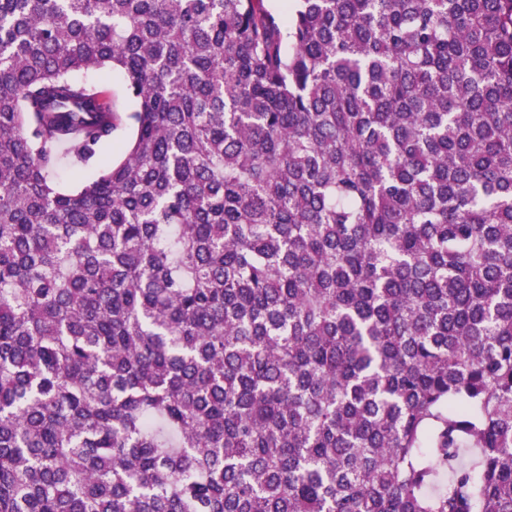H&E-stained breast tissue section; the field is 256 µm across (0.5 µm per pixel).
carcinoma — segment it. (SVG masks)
Segmentation results:
<instances>
[{
	"label": "carcinoma",
	"mask_w": 512,
	"mask_h": 512,
	"mask_svg": "<svg viewBox=\"0 0 512 512\" xmlns=\"http://www.w3.org/2000/svg\"><path fill=\"white\" fill-rule=\"evenodd\" d=\"M0 512H512V0H0ZM79 76L112 92V100L117 112L123 114L132 110L133 105L124 95L122 77L118 72L98 70L81 73ZM99 173L98 165L86 168L71 165L67 158H64L55 173L56 182L65 189H75L84 181L96 177Z\"/></svg>",
	"instance_id": "cac0c4a2"
}]
</instances>
